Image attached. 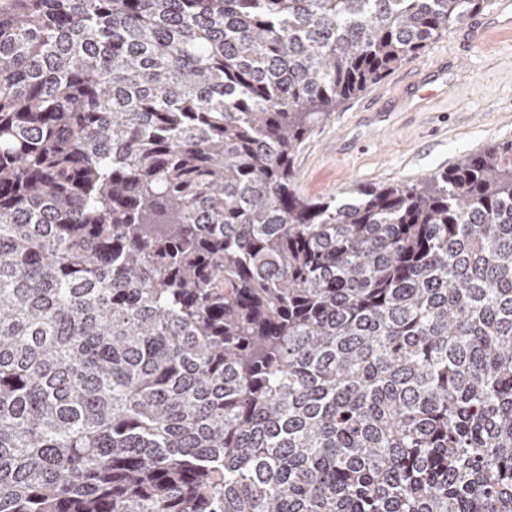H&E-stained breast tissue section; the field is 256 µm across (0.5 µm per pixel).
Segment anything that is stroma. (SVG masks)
Wrapping results in <instances>:
<instances>
[{
	"label": "stroma",
	"mask_w": 512,
	"mask_h": 512,
	"mask_svg": "<svg viewBox=\"0 0 512 512\" xmlns=\"http://www.w3.org/2000/svg\"><path fill=\"white\" fill-rule=\"evenodd\" d=\"M465 31L451 28L314 124L296 158L299 189L336 197L355 184H413L512 141V33L468 48ZM436 69L437 95L413 96Z\"/></svg>",
	"instance_id": "35a3bbf8"
}]
</instances>
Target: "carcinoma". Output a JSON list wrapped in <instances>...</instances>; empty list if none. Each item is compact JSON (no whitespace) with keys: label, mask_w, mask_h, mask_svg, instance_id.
<instances>
[{"label":"carcinoma","mask_w":512,"mask_h":512,"mask_svg":"<svg viewBox=\"0 0 512 512\" xmlns=\"http://www.w3.org/2000/svg\"><path fill=\"white\" fill-rule=\"evenodd\" d=\"M484 7L0 0V512H512V142L295 169Z\"/></svg>","instance_id":"1"}]
</instances>
